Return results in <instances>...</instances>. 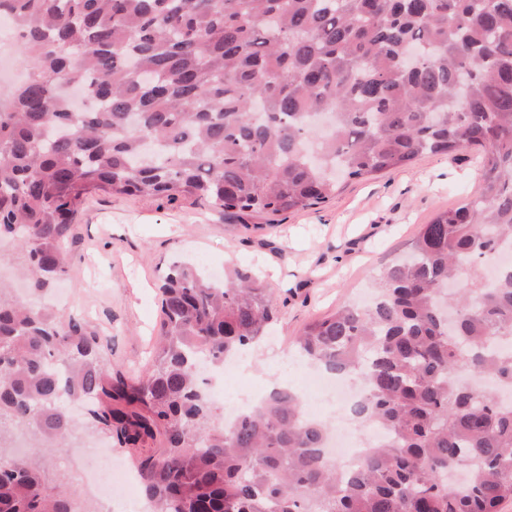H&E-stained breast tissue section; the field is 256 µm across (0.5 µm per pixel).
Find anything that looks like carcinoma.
<instances>
[{"mask_svg": "<svg viewBox=\"0 0 512 512\" xmlns=\"http://www.w3.org/2000/svg\"><path fill=\"white\" fill-rule=\"evenodd\" d=\"M25 78L0 86V449L64 445L86 405L154 512H501L512 501V0H0ZM481 153L478 194L423 225L365 305L310 323L299 352L365 387L381 430L357 469L324 461L330 421L275 389L226 423L197 363L259 342L277 304L249 268L173 265L150 374L37 302L69 271L93 191L184 196L244 221L326 201L418 156ZM467 472L463 484L451 472ZM63 481L0 452V512H73Z\"/></svg>", "mask_w": 512, "mask_h": 512, "instance_id": "obj_1", "label": "carcinoma"}]
</instances>
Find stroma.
<instances>
[{
	"label": "stroma",
	"mask_w": 512,
	"mask_h": 512,
	"mask_svg": "<svg viewBox=\"0 0 512 512\" xmlns=\"http://www.w3.org/2000/svg\"><path fill=\"white\" fill-rule=\"evenodd\" d=\"M476 151L457 157L426 155L412 166L339 186L326 202L279 216L274 227L244 228L220 210L187 197L88 194L68 245L69 275L62 284L68 316L96 328L112 346L113 368L136 378L151 368L161 319L159 285L173 262L207 254L256 270L278 303L270 339L252 351L248 369L229 391L267 378L307 384L301 361L284 352L314 319L362 296L383 265L408 252L424 224L455 207L479 186ZM108 436L79 422L55 452L22 449L48 471L63 457L98 469L95 445Z\"/></svg>",
	"instance_id": "obj_1"
}]
</instances>
